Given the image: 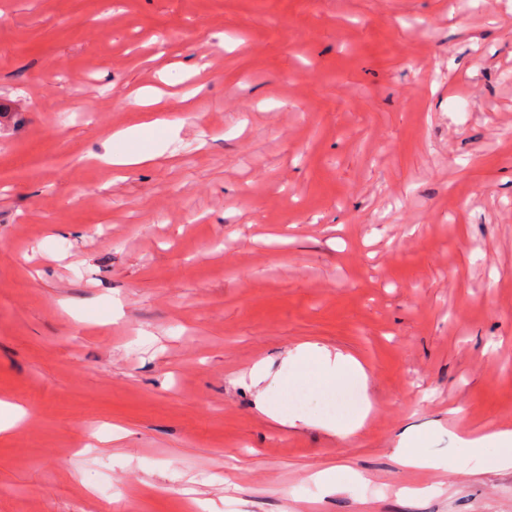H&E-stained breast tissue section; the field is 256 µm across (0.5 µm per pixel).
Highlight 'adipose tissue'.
<instances>
[{
  "mask_svg": "<svg viewBox=\"0 0 512 512\" xmlns=\"http://www.w3.org/2000/svg\"><path fill=\"white\" fill-rule=\"evenodd\" d=\"M290 368L288 380L320 389L337 388L349 381L366 382L361 363L342 353L331 354L317 345L304 343L286 359ZM422 434L403 437L394 460L408 470L470 469L471 473L512 469V430H495L477 438L465 439L466 459H440L422 451Z\"/></svg>",
  "mask_w": 512,
  "mask_h": 512,
  "instance_id": "obj_1",
  "label": "adipose tissue"
}]
</instances>
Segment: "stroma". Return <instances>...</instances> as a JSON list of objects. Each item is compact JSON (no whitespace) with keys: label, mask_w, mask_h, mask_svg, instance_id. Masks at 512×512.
<instances>
[{"label":"stroma","mask_w":512,"mask_h":512,"mask_svg":"<svg viewBox=\"0 0 512 512\" xmlns=\"http://www.w3.org/2000/svg\"><path fill=\"white\" fill-rule=\"evenodd\" d=\"M0 401V512H512L391 458L512 429V0H0ZM161 152L154 150H130L124 153L112 152L105 147V151L97 155L107 165L112 167L113 172H123L128 168L138 167L153 162ZM291 371L288 381L305 383L315 389L338 388L348 381L366 383L367 375L361 363L350 355L332 354L315 344L303 343L286 359Z\"/></svg>","instance_id":"35a3bbf8"}]
</instances>
